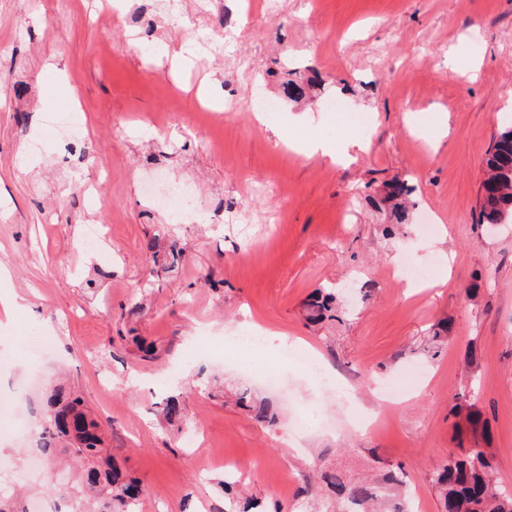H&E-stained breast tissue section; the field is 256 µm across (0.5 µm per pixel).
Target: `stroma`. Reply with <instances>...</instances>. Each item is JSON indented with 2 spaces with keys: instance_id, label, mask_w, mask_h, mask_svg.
Instances as JSON below:
<instances>
[{
  "instance_id": "obj_1",
  "label": "stroma",
  "mask_w": 512,
  "mask_h": 512,
  "mask_svg": "<svg viewBox=\"0 0 512 512\" xmlns=\"http://www.w3.org/2000/svg\"><path fill=\"white\" fill-rule=\"evenodd\" d=\"M112 2L0 0V288L24 302L0 323V418L30 414L66 375L139 482L138 512H234L226 457L251 466L264 512H298L305 478L335 460L401 466L438 512L427 476L457 446L449 410L466 395L512 489V224L475 221L483 158L512 115V0ZM452 55L477 57L476 77L439 76ZM258 95L278 112L255 111ZM336 98L373 123L367 148L334 162L307 145L347 137L324 109ZM63 105L83 126L72 145L47 123ZM159 178L188 185L194 212L177 221V202L150 198ZM393 180L413 188L401 226L382 202ZM319 288L336 290L338 320L307 321ZM440 322L450 338L433 357ZM246 327L356 374L351 406L297 373L277 388L248 375L231 342ZM34 335L55 350L25 394ZM413 366L424 377L378 410L381 385ZM242 386L277 425L235 405ZM170 395L173 423L156 412ZM33 445L0 441V480L49 502Z\"/></svg>"
}]
</instances>
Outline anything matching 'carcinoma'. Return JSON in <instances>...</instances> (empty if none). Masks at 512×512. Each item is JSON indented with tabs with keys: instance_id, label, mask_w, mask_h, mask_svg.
Segmentation results:
<instances>
[{
	"instance_id": "carcinoma-1",
	"label": "carcinoma",
	"mask_w": 512,
	"mask_h": 512,
	"mask_svg": "<svg viewBox=\"0 0 512 512\" xmlns=\"http://www.w3.org/2000/svg\"><path fill=\"white\" fill-rule=\"evenodd\" d=\"M484 169L478 223H512V121L498 131L485 154ZM409 194L407 183L396 181L389 185L385 197L393 202V213L401 222ZM336 312V294L320 293L309 304L308 319L334 320ZM237 403L261 422H276L270 405L246 389L237 393ZM43 407L45 414L33 451L63 465L69 475L62 512H137V481L124 475L104 448L101 425L83 399L56 385L45 393ZM450 414L470 438L429 473V482L438 492L439 512H512V491L497 481L480 412L462 399L452 406ZM405 485L403 477L392 471L380 472L372 479H356L340 463L323 464L317 485L306 486L302 494L310 501L324 500L325 512H411ZM0 512H27L26 497L15 488L10 492L0 488Z\"/></svg>"
}]
</instances>
